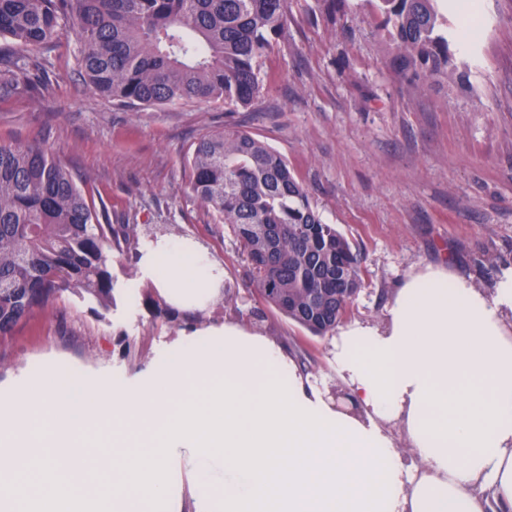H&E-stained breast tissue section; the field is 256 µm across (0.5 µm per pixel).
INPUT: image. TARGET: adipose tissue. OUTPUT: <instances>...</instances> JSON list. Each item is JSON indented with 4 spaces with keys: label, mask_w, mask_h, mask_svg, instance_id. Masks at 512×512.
I'll list each match as a JSON object with an SVG mask.
<instances>
[{
    "label": "adipose tissue",
    "mask_w": 512,
    "mask_h": 512,
    "mask_svg": "<svg viewBox=\"0 0 512 512\" xmlns=\"http://www.w3.org/2000/svg\"><path fill=\"white\" fill-rule=\"evenodd\" d=\"M138 267L165 303L196 313L184 333L203 344L131 386L68 388L42 378L0 420V478L13 479L46 452L59 474L94 498L90 469L118 482L116 452L150 443L191 387L227 378L255 395L271 366L299 402L379 436L394 465L391 512H512V271L500 272L488 292L448 265H428L405 277L381 322L339 325L333 357L351 395L342 405L296 373L262 333L227 322L206 340L199 317L220 297L224 269L196 242L152 241ZM390 424L404 431L411 460L397 452ZM98 425L110 435L94 453L89 430ZM173 467L192 482L195 512H219L220 499L254 485L184 443Z\"/></svg>",
    "instance_id": "obj_1"
}]
</instances>
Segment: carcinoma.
Segmentation results:
<instances>
[{
	"mask_svg": "<svg viewBox=\"0 0 512 512\" xmlns=\"http://www.w3.org/2000/svg\"><path fill=\"white\" fill-rule=\"evenodd\" d=\"M391 29L399 67L422 82L468 78L438 0H369ZM287 0H0V36L50 43L69 27L85 80L131 105L221 99L249 106L255 62L280 36ZM22 58H0L18 90ZM193 195L231 226L260 297L314 336L336 330L363 284L349 241L322 221L283 157L251 134L214 131L195 145ZM125 226L97 224L72 175L40 144L0 141V336L72 296L105 309L117 281L107 246Z\"/></svg>",
	"mask_w": 512,
	"mask_h": 512,
	"instance_id": "carcinoma-1",
	"label": "carcinoma"
}]
</instances>
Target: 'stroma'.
I'll list each match as a JSON object with an SVG mask.
<instances>
[{"instance_id": "obj_1", "label": "stroma", "mask_w": 512, "mask_h": 512, "mask_svg": "<svg viewBox=\"0 0 512 512\" xmlns=\"http://www.w3.org/2000/svg\"><path fill=\"white\" fill-rule=\"evenodd\" d=\"M467 85L417 83L393 64L369 0H288V25L256 61L247 107L223 101L125 106L91 89L72 31L44 48L0 38V56L29 63L30 88L0 91V141L48 148L76 178L98 223L128 227L107 250L124 295L102 308L65 297L0 337V407L45 375L75 384H131L196 337H183L136 260L153 239H192L224 268L213 325L262 331L297 371L344 393L330 336H314L267 305L230 225L190 190L189 158L209 132L237 127L264 141L305 185L324 223L357 254L363 285L352 320H382L416 267L448 262L485 290V254L512 266V0H442Z\"/></svg>"}]
</instances>
